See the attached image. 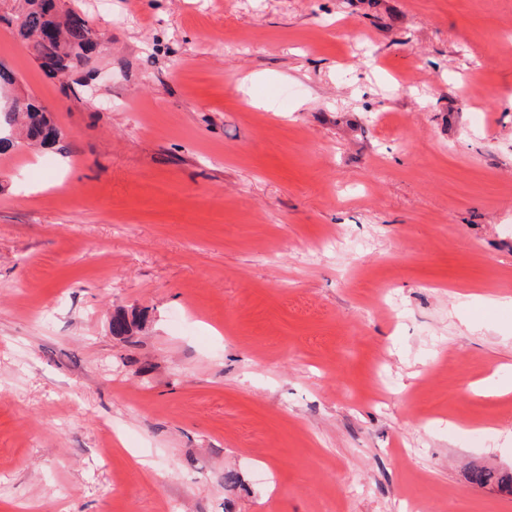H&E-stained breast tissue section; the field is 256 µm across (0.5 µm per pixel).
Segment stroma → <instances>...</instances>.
Segmentation results:
<instances>
[{"instance_id": "stroma-1", "label": "stroma", "mask_w": 512, "mask_h": 512, "mask_svg": "<svg viewBox=\"0 0 512 512\" xmlns=\"http://www.w3.org/2000/svg\"><path fill=\"white\" fill-rule=\"evenodd\" d=\"M61 4L64 85L0 10L64 136L0 154V512H512V0Z\"/></svg>"}]
</instances>
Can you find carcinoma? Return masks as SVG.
Returning a JSON list of instances; mask_svg holds the SVG:
<instances>
[{
	"label": "carcinoma",
	"mask_w": 512,
	"mask_h": 512,
	"mask_svg": "<svg viewBox=\"0 0 512 512\" xmlns=\"http://www.w3.org/2000/svg\"><path fill=\"white\" fill-rule=\"evenodd\" d=\"M16 18L19 34L25 40L27 50L41 67L53 62L51 71L61 82L78 67L89 64L97 41L88 20L77 18V12H60L56 0H16ZM22 130L25 139L45 148H54L62 140L57 124L35 101L23 108L9 106L0 109V147L14 145V135ZM471 480L477 484L496 481L498 485L512 488V475H496L487 469H474Z\"/></svg>",
	"instance_id": "cac0c4a2"
}]
</instances>
